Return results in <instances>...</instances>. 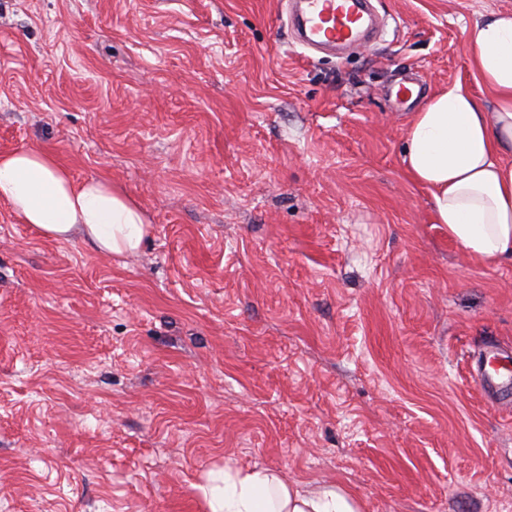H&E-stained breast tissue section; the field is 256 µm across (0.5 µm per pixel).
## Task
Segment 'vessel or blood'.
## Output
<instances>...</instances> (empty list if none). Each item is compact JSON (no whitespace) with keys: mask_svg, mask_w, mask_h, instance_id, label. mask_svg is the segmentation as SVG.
Segmentation results:
<instances>
[{"mask_svg":"<svg viewBox=\"0 0 512 512\" xmlns=\"http://www.w3.org/2000/svg\"><path fill=\"white\" fill-rule=\"evenodd\" d=\"M375 15L371 0H299L292 30L298 43L308 49L357 51L368 46ZM476 376L487 397L497 396L503 388L501 366L493 356L478 363Z\"/></svg>","mask_w":512,"mask_h":512,"instance_id":"b4317fda","label":"vessel or blood"}]
</instances>
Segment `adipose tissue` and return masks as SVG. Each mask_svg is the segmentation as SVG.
Segmentation results:
<instances>
[{
	"label": "adipose tissue",
	"instance_id": "1",
	"mask_svg": "<svg viewBox=\"0 0 512 512\" xmlns=\"http://www.w3.org/2000/svg\"><path fill=\"white\" fill-rule=\"evenodd\" d=\"M472 39L494 110L484 111L459 82L435 92L407 126L405 170L471 260L512 261V14H491ZM0 204L46 238L76 239L107 256L137 251L149 231L138 205L111 181L75 180L44 150L0 155ZM201 491L208 512H360L341 487L290 481L265 468L209 473Z\"/></svg>",
	"mask_w": 512,
	"mask_h": 512
}]
</instances>
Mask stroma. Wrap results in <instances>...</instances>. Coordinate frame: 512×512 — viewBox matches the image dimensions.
I'll return each mask as SVG.
<instances>
[{
  "instance_id": "35a3bbf8",
  "label": "stroma",
  "mask_w": 512,
  "mask_h": 512,
  "mask_svg": "<svg viewBox=\"0 0 512 512\" xmlns=\"http://www.w3.org/2000/svg\"><path fill=\"white\" fill-rule=\"evenodd\" d=\"M308 53L285 0H0V154L112 181L150 234L107 257L0 205V512H207L214 468L361 512H512V263L476 264L403 162L386 91L467 85L512 0H377ZM503 369L509 374V384H510V372L511 369L507 366H500V364L496 361L495 356L486 355L478 364L476 368V376L479 380V384L484 392V394L489 399H494L495 396L502 390L504 387L503 382H501V378L504 374H501L500 370Z\"/></svg>"
}]
</instances>
